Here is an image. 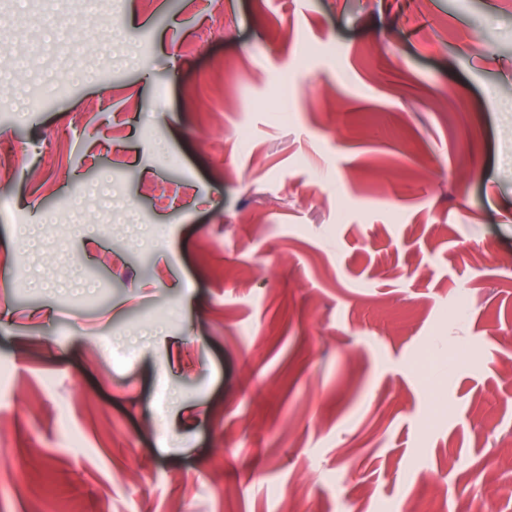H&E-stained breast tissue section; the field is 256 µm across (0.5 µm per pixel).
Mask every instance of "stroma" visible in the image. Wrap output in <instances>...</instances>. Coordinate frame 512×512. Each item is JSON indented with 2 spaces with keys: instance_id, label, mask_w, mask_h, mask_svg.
<instances>
[{
  "instance_id": "stroma-1",
  "label": "stroma",
  "mask_w": 512,
  "mask_h": 512,
  "mask_svg": "<svg viewBox=\"0 0 512 512\" xmlns=\"http://www.w3.org/2000/svg\"><path fill=\"white\" fill-rule=\"evenodd\" d=\"M29 7L77 28L0 87L63 88L0 112V512H288L296 484L303 512H479L472 485H512V0H100L119 67L82 0ZM104 171L103 232L39 225ZM59 92L58 85L40 86L25 91L22 98L15 95L0 98V105L6 107L9 112L18 116H24L30 112L43 110L46 104Z\"/></svg>"
}]
</instances>
